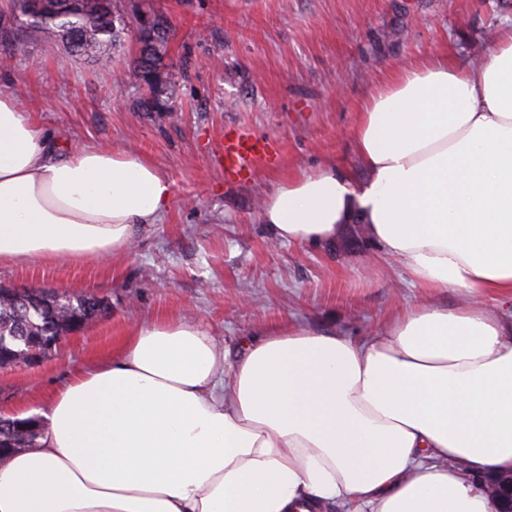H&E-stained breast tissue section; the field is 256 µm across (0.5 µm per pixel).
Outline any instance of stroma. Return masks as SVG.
<instances>
[{"label": "stroma", "mask_w": 512, "mask_h": 512, "mask_svg": "<svg viewBox=\"0 0 512 512\" xmlns=\"http://www.w3.org/2000/svg\"><path fill=\"white\" fill-rule=\"evenodd\" d=\"M173 25L163 80L165 111L132 77L140 51L129 23L111 54L72 57L23 33L0 83L50 145L127 148L169 177L174 201L134 250L107 262L69 259L0 265V284L90 293L109 317L68 336L39 366L0 368V412H37L72 372L111 357L131 323H205L231 355L244 338L288 321L360 338L408 302L426 300L389 258L353 229L333 244L271 242L263 194L281 180L336 163L355 177L356 114L391 74L438 50L486 60L512 0H116ZM265 136L278 157L253 174H226V129Z\"/></svg>", "instance_id": "stroma-1"}]
</instances>
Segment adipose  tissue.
<instances>
[{
	"instance_id": "ef3b65f1",
	"label": "adipose tissue",
	"mask_w": 512,
	"mask_h": 512,
	"mask_svg": "<svg viewBox=\"0 0 512 512\" xmlns=\"http://www.w3.org/2000/svg\"><path fill=\"white\" fill-rule=\"evenodd\" d=\"M355 150L364 180L324 165L266 194L270 236L360 227L468 304L402 306L364 339L283 323L235 357L201 322L139 324L0 460V512H497L479 480L512 473V19L481 66L440 51L375 88ZM172 198L142 154L48 147L0 89V264L129 253Z\"/></svg>"
}]
</instances>
